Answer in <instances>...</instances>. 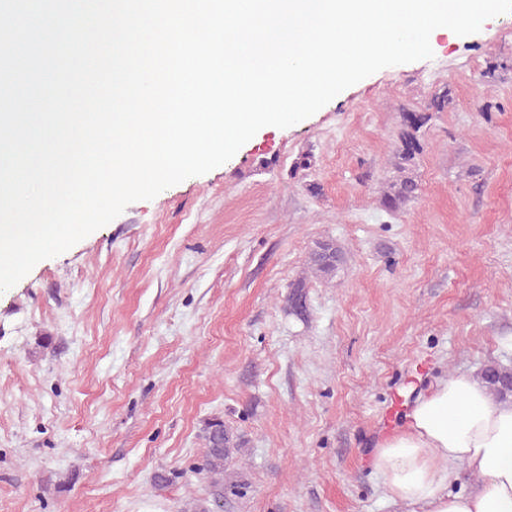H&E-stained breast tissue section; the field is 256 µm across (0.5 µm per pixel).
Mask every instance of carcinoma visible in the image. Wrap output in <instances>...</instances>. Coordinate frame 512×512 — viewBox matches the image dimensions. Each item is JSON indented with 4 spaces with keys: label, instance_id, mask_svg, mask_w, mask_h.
<instances>
[{
    "label": "carcinoma",
    "instance_id": "1",
    "mask_svg": "<svg viewBox=\"0 0 512 512\" xmlns=\"http://www.w3.org/2000/svg\"><path fill=\"white\" fill-rule=\"evenodd\" d=\"M430 119L431 115L428 113L419 114L413 122L407 121V116H402L394 153V169L397 175L386 183L381 198L383 208L389 212L401 209L418 194L419 184L411 175L417 155L421 151L417 133ZM343 259L344 253L336 241L327 239L315 242L309 252L308 263L315 273L326 277L336 273ZM304 288L306 282L303 279L291 284V291L285 300L286 311L299 316L304 315ZM481 379L493 398L512 399V368L499 364L487 365L481 372ZM202 433L206 451L203 463L197 467V471L207 479L212 488V498L209 505L202 508V512H213L224 507V476L227 475V463L233 454L243 447V441L239 434L224 424L221 417H213L206 421Z\"/></svg>",
    "mask_w": 512,
    "mask_h": 512
}]
</instances>
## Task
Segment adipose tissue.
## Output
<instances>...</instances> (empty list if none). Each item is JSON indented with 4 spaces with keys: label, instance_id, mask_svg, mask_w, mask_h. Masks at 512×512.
<instances>
[{
    "label": "adipose tissue",
    "instance_id": "obj_1",
    "mask_svg": "<svg viewBox=\"0 0 512 512\" xmlns=\"http://www.w3.org/2000/svg\"><path fill=\"white\" fill-rule=\"evenodd\" d=\"M386 499L422 512H512V403L478 379L441 377L421 390L401 427L375 444ZM476 477L456 490L461 473Z\"/></svg>",
    "mask_w": 512,
    "mask_h": 512
}]
</instances>
